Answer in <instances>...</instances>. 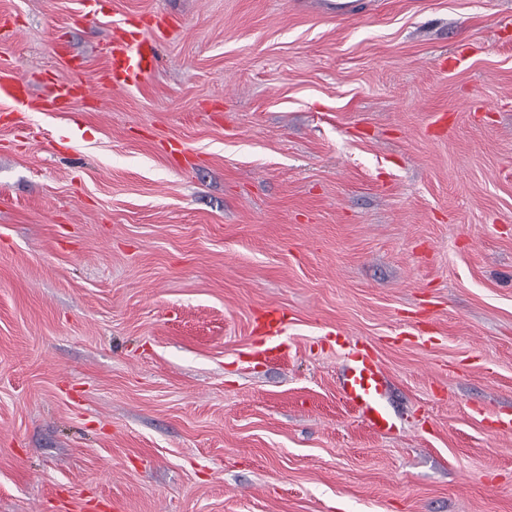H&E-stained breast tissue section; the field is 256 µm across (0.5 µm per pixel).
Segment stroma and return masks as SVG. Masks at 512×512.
Returning <instances> with one entry per match:
<instances>
[{
    "instance_id": "1",
    "label": "stroma",
    "mask_w": 512,
    "mask_h": 512,
    "mask_svg": "<svg viewBox=\"0 0 512 512\" xmlns=\"http://www.w3.org/2000/svg\"><path fill=\"white\" fill-rule=\"evenodd\" d=\"M322 2L0 0L35 99L59 38L90 87L0 118V512H512V0ZM121 16L167 22L133 91ZM157 50L158 38L150 28L133 26L125 17L114 20L106 62L99 72L101 82L124 91L138 87L155 71ZM341 345L347 349L340 386L343 397L370 430L382 436L391 434L396 423L383 402L387 381L379 358L366 342L359 345L358 341L344 340Z\"/></svg>"
}]
</instances>
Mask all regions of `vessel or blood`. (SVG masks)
<instances>
[{"mask_svg": "<svg viewBox=\"0 0 512 512\" xmlns=\"http://www.w3.org/2000/svg\"><path fill=\"white\" fill-rule=\"evenodd\" d=\"M158 40L150 29L130 24L128 18L112 23L111 40L106 47V62L99 73L101 82L117 90L138 87L155 70ZM77 88L76 82L60 84L47 101L32 98L22 79L0 75V101L13 111H66ZM347 360L341 381L345 400L373 432L388 435L396 423L384 405L387 391L385 370L368 343H347Z\"/></svg>", "mask_w": 512, "mask_h": 512, "instance_id": "b4317fda", "label": "vessel or blood"}]
</instances>
